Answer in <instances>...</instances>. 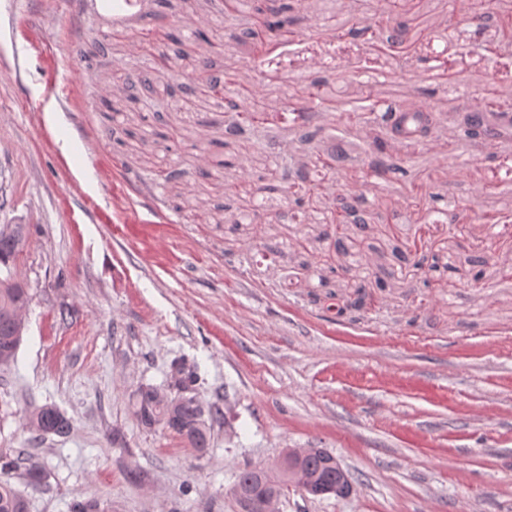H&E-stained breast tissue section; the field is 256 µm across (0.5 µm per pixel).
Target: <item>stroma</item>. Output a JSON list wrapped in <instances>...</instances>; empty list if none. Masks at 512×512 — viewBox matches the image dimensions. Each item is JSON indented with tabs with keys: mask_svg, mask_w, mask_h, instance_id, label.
Returning <instances> with one entry per match:
<instances>
[{
	"mask_svg": "<svg viewBox=\"0 0 512 512\" xmlns=\"http://www.w3.org/2000/svg\"><path fill=\"white\" fill-rule=\"evenodd\" d=\"M288 2L294 42L255 64L238 38L248 6L0 0V224L30 227L14 269L32 294L0 369V454L29 512H242L239 471L290 448L327 450L353 492L292 488L280 512H512V134L481 148L452 119L512 99V45L489 0ZM378 11L406 15V47L341 37ZM135 70L155 77L140 101L124 90ZM176 74L190 92H170ZM314 82L324 105L303 96ZM403 100L426 104L433 131L398 145L406 176L382 177L366 146L389 132L338 107ZM233 101L266 122L228 143ZM303 111L347 157L286 195L271 142ZM175 168L185 178L168 180ZM350 190L381 220L335 223ZM361 282L365 305L348 310ZM175 361L223 411L203 457L131 415L130 395L165 387ZM33 403L64 411L71 435L30 441Z\"/></svg>",
	"mask_w": 512,
	"mask_h": 512,
	"instance_id": "stroma-1",
	"label": "stroma"
}]
</instances>
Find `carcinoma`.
Here are the masks:
<instances>
[{"label": "carcinoma", "mask_w": 512, "mask_h": 512, "mask_svg": "<svg viewBox=\"0 0 512 512\" xmlns=\"http://www.w3.org/2000/svg\"><path fill=\"white\" fill-rule=\"evenodd\" d=\"M290 6L279 8L256 6V27L247 28L242 32V39L257 38L261 43L272 48L284 42L285 36H293V21L288 16ZM491 18L496 20L499 35L512 42V11L495 7ZM410 23L407 20L390 22L383 18L364 27H350L342 35L359 39L367 43L380 41L390 45H399L407 40ZM230 121L224 126V137L238 138L247 131L263 124V117L245 106L231 104ZM416 115L420 125L415 139L429 135L432 117L418 101L409 103H389L379 107L376 121L382 126L397 133L404 121ZM463 136L470 140H484L499 136L498 130L489 123L472 124L463 130ZM309 162L298 165L283 163L280 170L281 190L288 194L291 190L302 189L308 182ZM342 224H370L377 219L376 214L358 207V198H341L338 211ZM29 238L26 224H16L9 233L0 231V267L6 271L0 277V367H8L16 360L18 349L23 341L25 327L18 320V311L29 307L30 295L27 285L13 277L14 263L23 253ZM184 372L182 392L164 400H158L154 392L139 387L130 397L129 405L137 423L145 428L161 422L169 423L168 429L175 432L198 456L207 454L210 448L212 422L222 417V410L216 403L205 404L195 396H187L185 392L192 389L197 381V373L193 369L180 367ZM24 428L37 438L48 435L66 436L71 431V421L57 406L53 404L30 405L24 416ZM303 469L313 478L314 492L324 495L336 488L341 482V473L331 463L328 452L322 448L305 456L300 461ZM13 462L0 456V512H28L26 496L16 489L11 482ZM281 477L265 471L246 467L242 469L232 488L238 501L250 506V512H260L263 498L276 488Z\"/></svg>", "instance_id": "obj_1"}]
</instances>
